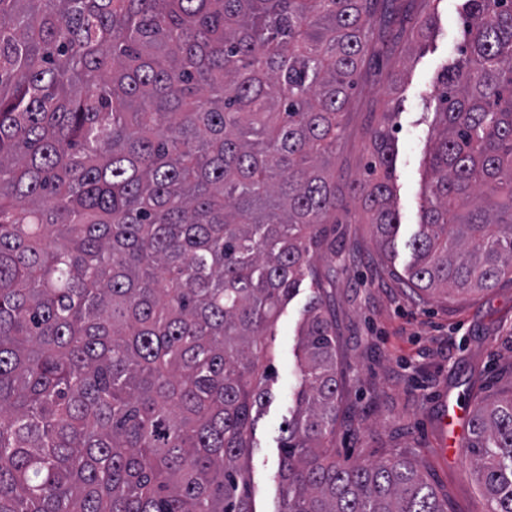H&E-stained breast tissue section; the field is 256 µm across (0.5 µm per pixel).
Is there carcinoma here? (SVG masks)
<instances>
[{
    "instance_id": "cac0c4a2",
    "label": "carcinoma",
    "mask_w": 512,
    "mask_h": 512,
    "mask_svg": "<svg viewBox=\"0 0 512 512\" xmlns=\"http://www.w3.org/2000/svg\"><path fill=\"white\" fill-rule=\"evenodd\" d=\"M434 0H0V512H253L265 336L306 279L283 512H448L418 465L329 452L331 159L368 19L411 41ZM442 74L411 284L512 274V0H466ZM359 193L394 244V137ZM465 448L512 512V391Z\"/></svg>"
}]
</instances>
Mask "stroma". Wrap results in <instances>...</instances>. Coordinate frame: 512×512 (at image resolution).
I'll use <instances>...</instances> for the list:
<instances>
[{
    "label": "stroma",
    "mask_w": 512,
    "mask_h": 512,
    "mask_svg": "<svg viewBox=\"0 0 512 512\" xmlns=\"http://www.w3.org/2000/svg\"><path fill=\"white\" fill-rule=\"evenodd\" d=\"M434 29L400 47L384 37L367 56L336 148V185L346 204L336 210V249L312 258L332 276L329 306L336 322V377L341 405L333 451L345 464L402 455L414 460L448 512H488L471 460L449 461L438 450L442 400L473 408L512 387V277L481 294L449 297L413 291L408 240L421 221L428 158L439 127V79L459 59L464 0H438ZM396 96L398 114L386 117ZM391 123L395 201L401 229L392 250L379 244L351 188L368 177L372 130ZM313 290L303 285L281 313L269 342L276 375L253 430L248 462L254 512H282L278 475L281 428L300 384L297 331Z\"/></svg>",
    "instance_id": "1"
}]
</instances>
